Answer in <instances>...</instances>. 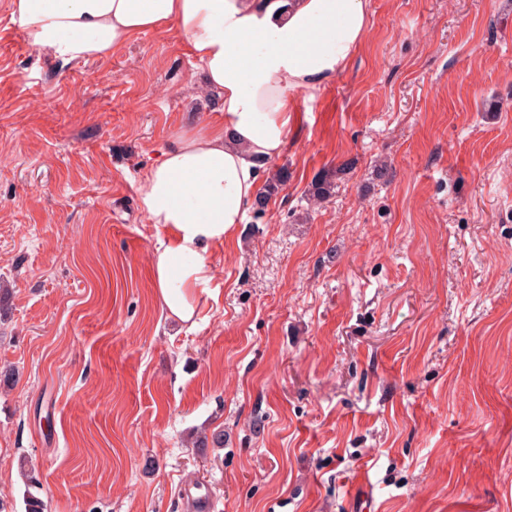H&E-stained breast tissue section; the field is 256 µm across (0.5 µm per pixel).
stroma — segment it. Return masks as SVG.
<instances>
[{"label":"stroma","mask_w":512,"mask_h":512,"mask_svg":"<svg viewBox=\"0 0 512 512\" xmlns=\"http://www.w3.org/2000/svg\"><path fill=\"white\" fill-rule=\"evenodd\" d=\"M200 82L174 27L63 62L0 0V512H512V0H369L190 329L137 185ZM202 487L196 483L182 487L183 499L190 505L192 512H210L214 507L208 493H201Z\"/></svg>","instance_id":"35a3bbf8"}]
</instances>
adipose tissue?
I'll return each mask as SVG.
<instances>
[{"instance_id":"obj_1","label":"adipose tissue","mask_w":512,"mask_h":512,"mask_svg":"<svg viewBox=\"0 0 512 512\" xmlns=\"http://www.w3.org/2000/svg\"><path fill=\"white\" fill-rule=\"evenodd\" d=\"M11 16L31 47L65 62L111 55L169 25L188 41L224 122L176 134L138 198L166 231L151 258L156 298L169 317L194 324L200 294L218 289L209 245L243 222L259 166L284 151L292 94L349 64L368 0H12Z\"/></svg>"}]
</instances>
